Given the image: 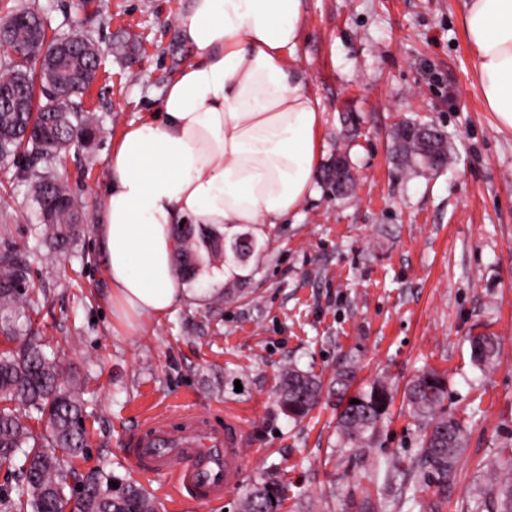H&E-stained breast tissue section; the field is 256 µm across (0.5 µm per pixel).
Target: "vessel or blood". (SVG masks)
<instances>
[{
  "mask_svg": "<svg viewBox=\"0 0 512 512\" xmlns=\"http://www.w3.org/2000/svg\"><path fill=\"white\" fill-rule=\"evenodd\" d=\"M242 446L232 419L216 426L179 413L150 418L127 453L142 478L164 475L180 494L205 506L239 485Z\"/></svg>",
  "mask_w": 512,
  "mask_h": 512,
  "instance_id": "b4317fda",
  "label": "vessel or blood"
}]
</instances>
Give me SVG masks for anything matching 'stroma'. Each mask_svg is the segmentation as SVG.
Instances as JSON below:
<instances>
[{
    "label": "stroma",
    "instance_id": "obj_1",
    "mask_svg": "<svg viewBox=\"0 0 512 512\" xmlns=\"http://www.w3.org/2000/svg\"><path fill=\"white\" fill-rule=\"evenodd\" d=\"M465 2L305 0L297 63L322 103L325 159L344 121L355 129L354 193L315 184L296 223L266 226L236 293L206 267L168 314L131 328L112 311L95 226L113 140L158 109L193 58L176 25L187 0H0V17L37 9L49 35L77 32L101 52L82 100L100 138L55 164L86 233L51 266L33 265L46 296L31 316L34 339L60 354L84 403L87 448L69 462L70 485L98 468L136 480L126 449L142 419L177 409L238 420L243 479L203 508L172 501L154 479L147 489L162 512H237L265 479L286 489L280 512H357L365 499L374 512H491L493 465L512 455V136L497 131L475 80ZM118 41L131 57L113 54ZM416 118L448 138L441 171L404 173L393 159L392 129ZM35 223L17 162H0V243L33 245ZM479 335L499 341L494 368L471 359ZM346 364L351 391L380 380L395 396L369 448L340 447L335 398L299 423L277 406L286 368L326 382ZM423 370L445 376V404L466 429L445 478L420 464L419 424L401 402Z\"/></svg>",
    "mask_w": 512,
    "mask_h": 512
}]
</instances>
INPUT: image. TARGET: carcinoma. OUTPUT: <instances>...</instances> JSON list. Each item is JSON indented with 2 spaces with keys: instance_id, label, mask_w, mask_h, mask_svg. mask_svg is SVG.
I'll return each instance as SVG.
<instances>
[{
  "instance_id": "1",
  "label": "carcinoma",
  "mask_w": 512,
  "mask_h": 512,
  "mask_svg": "<svg viewBox=\"0 0 512 512\" xmlns=\"http://www.w3.org/2000/svg\"><path fill=\"white\" fill-rule=\"evenodd\" d=\"M44 23L31 9L17 10L0 19V42L25 46L35 23ZM77 49L70 57V73L77 75L99 67L94 43L74 35ZM89 84L74 79L57 83V77L37 73L8 53L0 55V160L23 157L26 178L36 204L40 224L34 228V250L15 246L0 250V465H16L22 483L16 497L1 498L0 512H160V503L144 488L98 469L83 482L79 495L66 493L67 461L87 447L80 399L68 389L65 369L56 352L48 353L29 339L30 316L40 300L34 292L30 257L37 250L47 261L67 254L83 235L80 205L55 173V159L71 147H85L96 139L100 127L93 114L82 109ZM14 96L27 100L28 111L16 112L8 104ZM396 156L403 167H424L419 145L410 140ZM175 266L181 280L193 282L202 258L209 264L246 266L256 251L258 238L248 226L227 238L208 224H175ZM471 356L480 366L494 365L498 342L492 336H474ZM353 371L336 373V397L340 406L337 430L351 448H368L386 418L393 396L382 383L348 394ZM321 380L295 368L284 371L279 383L280 409L294 420L306 417L319 402ZM407 406L422 429L421 461L446 476L455 467L465 443V428L444 407L446 382L438 372L416 375L405 390ZM359 403L353 404L351 400ZM44 422L36 434L30 420ZM500 474L495 512H512V457L497 462ZM118 487H112V483ZM283 487L264 481L240 500L238 512H278Z\"/></svg>"
}]
</instances>
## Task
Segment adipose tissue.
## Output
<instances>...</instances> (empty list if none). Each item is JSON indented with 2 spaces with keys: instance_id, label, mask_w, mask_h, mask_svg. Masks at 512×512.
Instances as JSON below:
<instances>
[{
  "instance_id": "obj_1",
  "label": "adipose tissue",
  "mask_w": 512,
  "mask_h": 512,
  "mask_svg": "<svg viewBox=\"0 0 512 512\" xmlns=\"http://www.w3.org/2000/svg\"><path fill=\"white\" fill-rule=\"evenodd\" d=\"M303 0H188L177 24L195 59L156 112L112 145L97 239L112 301L159 318L180 298L172 225L282 224L312 193L321 102L292 58ZM486 107L512 135V0H467Z\"/></svg>"
}]
</instances>
